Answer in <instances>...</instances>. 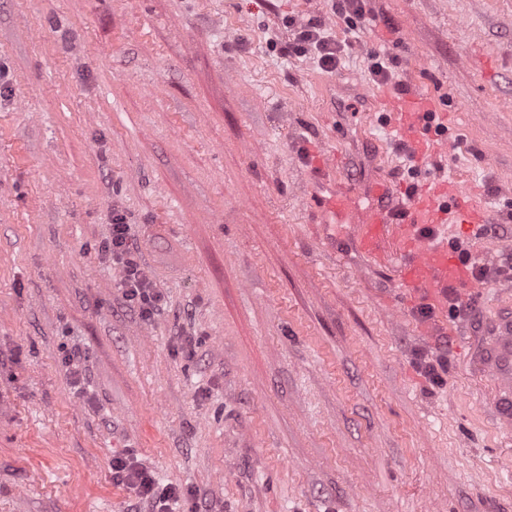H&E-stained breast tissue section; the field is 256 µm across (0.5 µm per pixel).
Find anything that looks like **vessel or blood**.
Returning <instances> with one entry per match:
<instances>
[{
	"label": "vessel or blood",
	"instance_id": "b4317fda",
	"mask_svg": "<svg viewBox=\"0 0 512 512\" xmlns=\"http://www.w3.org/2000/svg\"><path fill=\"white\" fill-rule=\"evenodd\" d=\"M386 109L405 145L420 156L434 152L433 138L422 136L424 117L432 103L423 94L410 91L402 98L389 99ZM336 158L319 155L314 175L321 194L319 208L329 215L344 204L349 193L336 184ZM365 195L374 200L372 208L358 212L352 226L357 252L373 262L393 264L399 282L429 301L442 304L452 286L472 281L470 258L449 249L447 241L423 238V225L434 227L460 223L473 230L486 224L487 214L457 182L438 181L423 187L404 206H397L388 179L373 176L362 184ZM479 374L493 381L492 404L496 420L505 432H512V312L502 315L492 326L475 358Z\"/></svg>",
	"mask_w": 512,
	"mask_h": 512
}]
</instances>
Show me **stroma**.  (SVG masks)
Masks as SVG:
<instances>
[{
  "label": "stroma",
  "mask_w": 512,
  "mask_h": 512,
  "mask_svg": "<svg viewBox=\"0 0 512 512\" xmlns=\"http://www.w3.org/2000/svg\"><path fill=\"white\" fill-rule=\"evenodd\" d=\"M335 4L0 0V512H149L112 481L127 455L185 512H512V437L471 364L512 285L425 306L310 204L320 153L401 194L453 176L489 222L439 233L497 265L512 0H364L354 32ZM290 17L349 43L338 71L281 53ZM412 87L440 127L424 159L381 109ZM116 211L164 296L149 322L102 251Z\"/></svg>",
  "instance_id": "35a3bbf8"
}]
</instances>
